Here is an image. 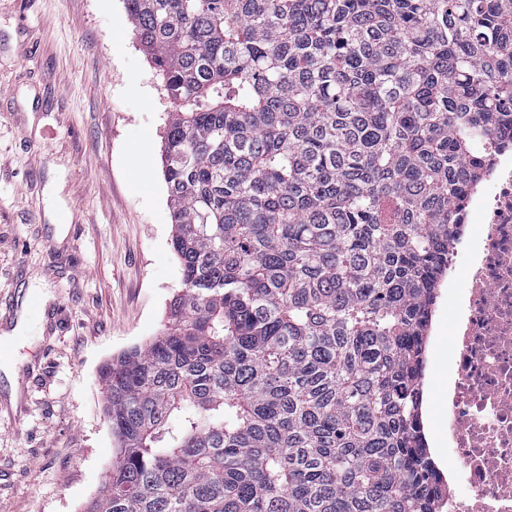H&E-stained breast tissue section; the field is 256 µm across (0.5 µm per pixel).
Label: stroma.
I'll return each mask as SVG.
<instances>
[{
  "label": "stroma",
  "mask_w": 512,
  "mask_h": 512,
  "mask_svg": "<svg viewBox=\"0 0 512 512\" xmlns=\"http://www.w3.org/2000/svg\"><path fill=\"white\" fill-rule=\"evenodd\" d=\"M173 104L124 0H0V512H81L112 461L100 368L182 288L163 142ZM440 286L423 417L447 415ZM23 368L27 379L7 375Z\"/></svg>",
  "instance_id": "stroma-1"
}]
</instances>
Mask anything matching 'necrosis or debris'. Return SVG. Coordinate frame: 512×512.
Listing matches in <instances>:
<instances>
[{"label": "necrosis or debris", "instance_id": "1", "mask_svg": "<svg viewBox=\"0 0 512 512\" xmlns=\"http://www.w3.org/2000/svg\"><path fill=\"white\" fill-rule=\"evenodd\" d=\"M448 277L466 288L448 330V449L463 494L448 512H512V149L491 152L459 214Z\"/></svg>", "mask_w": 512, "mask_h": 512}]
</instances>
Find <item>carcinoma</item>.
Wrapping results in <instances>:
<instances>
[{
	"label": "carcinoma",
	"mask_w": 512,
	"mask_h": 512,
	"mask_svg": "<svg viewBox=\"0 0 512 512\" xmlns=\"http://www.w3.org/2000/svg\"><path fill=\"white\" fill-rule=\"evenodd\" d=\"M175 105L182 290L101 369L83 512H444L422 422L454 222L512 143V0H125Z\"/></svg>",
	"instance_id": "1"
}]
</instances>
